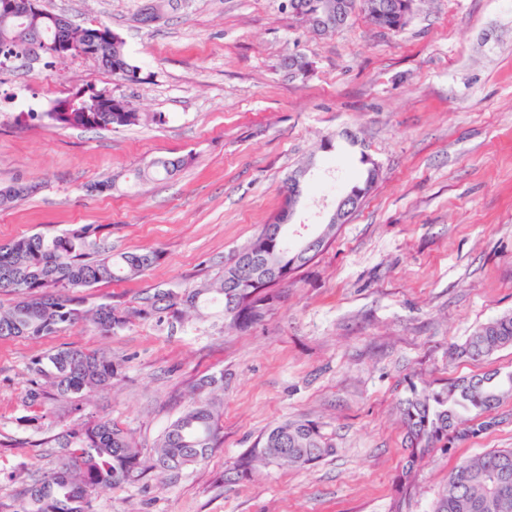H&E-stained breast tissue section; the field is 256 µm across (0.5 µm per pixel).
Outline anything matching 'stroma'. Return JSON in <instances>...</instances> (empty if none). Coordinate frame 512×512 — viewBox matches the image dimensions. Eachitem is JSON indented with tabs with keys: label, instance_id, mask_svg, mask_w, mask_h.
<instances>
[{
	"label": "stroma",
	"instance_id": "1",
	"mask_svg": "<svg viewBox=\"0 0 512 512\" xmlns=\"http://www.w3.org/2000/svg\"><path fill=\"white\" fill-rule=\"evenodd\" d=\"M149 2L41 0L80 27L110 26L141 80L114 82L82 57L0 67V187H36L0 209V243L90 224L113 252L159 251L143 275L82 293L88 307L137 306L221 276L280 213L297 169L309 172L293 222L312 227L363 179L361 155L379 177L247 330H225L213 306L199 319L153 316L108 334L79 323L36 341L0 338V503L19 512L29 480L58 461L54 438L93 416L152 458L192 386L220 375L223 428L211 455L98 489L92 512H432L460 460L512 448L511 400L493 430L423 462L411 493L397 487L407 450L395 404L407 380L512 371V347L478 362L448 358L450 345L512 312V0H417L398 32L357 8L320 37L282 0H177L144 24ZM291 53L311 62L308 77L281 71ZM86 86L162 120L84 130L42 119ZM187 154L173 177L133 178ZM107 179L112 190L93 191ZM64 346L101 352L121 373L104 391L30 412L32 360ZM295 418L318 422L335 455L223 481L270 426Z\"/></svg>",
	"mask_w": 512,
	"mask_h": 512
}]
</instances>
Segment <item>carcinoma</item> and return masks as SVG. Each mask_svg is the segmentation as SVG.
Segmentation results:
<instances>
[{
    "mask_svg": "<svg viewBox=\"0 0 512 512\" xmlns=\"http://www.w3.org/2000/svg\"><path fill=\"white\" fill-rule=\"evenodd\" d=\"M374 7L365 11L375 26L397 32L405 27L395 13L401 0H371ZM28 28L0 25V59L25 50ZM110 59L102 67L112 72L116 82L140 80L139 68L128 60L123 42L117 38L109 46ZM59 128L109 129L137 126L143 113L95 112L91 102L76 112H44ZM190 161L178 156L153 162L136 173L137 179L171 177ZM368 165L363 182L352 191L368 192L379 172L374 162ZM248 247L272 254L279 263H289L292 252L281 253L263 247L257 234ZM158 251L122 252L102 246L97 228L80 226L61 234L34 233L0 243V291L11 292L19 300L8 308L0 307V337L38 339L57 333L80 321L89 322L103 333L123 328L134 318L169 314L178 319L184 310L202 314V307L214 300L224 305V328L246 329L261 322L272 310L273 285L256 277L238 273L224 264L222 276L202 283L181 295L159 291L140 307L100 304L82 308L76 292L99 283L136 278L159 260ZM240 303L232 313L225 305L228 297ZM512 347V313L478 326L462 345H454L449 357L477 362L495 352ZM30 385L25 403L40 410L47 402L66 401L95 393L112 384L118 365L105 355L63 347L34 359L30 366ZM224 383L214 376L192 388L190 407L163 432L154 448L152 467L176 472L205 460L218 445L222 412L220 406L203 396L207 385ZM512 399V372H484L440 382L417 384L409 380L398 400L397 412L403 428L406 465L400 476L402 487L409 486L417 466L435 452L448 453L456 445L481 436L496 424L493 412ZM62 450L54 470L33 480L25 491L24 512H92L91 493L101 487L139 481L148 470L139 448L127 431L105 417L89 419L56 438ZM336 448L321 426L309 419L286 420L272 426L246 454L224 472L223 480H247L257 472L256 465H277L303 469L335 454ZM497 473V487L505 508L488 507L491 491L488 477ZM433 512H512V448H493L461 460L448 474Z\"/></svg>",
    "mask_w": 512,
    "mask_h": 512,
    "instance_id": "obj_1",
    "label": "carcinoma"
}]
</instances>
